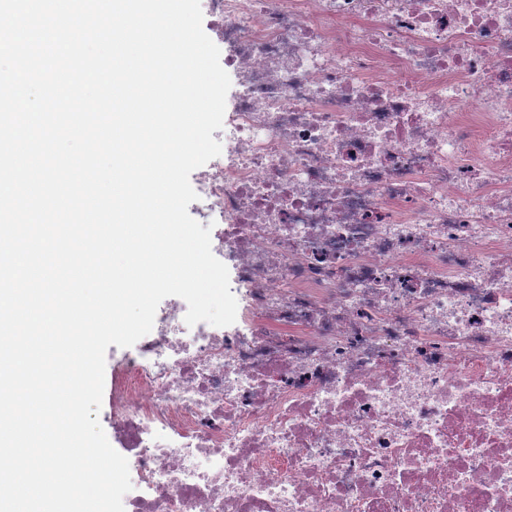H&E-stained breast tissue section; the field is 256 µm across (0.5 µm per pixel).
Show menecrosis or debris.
I'll use <instances>...</instances> for the list:
<instances>
[{
  "label": "necrosis or debris",
  "instance_id": "4bbe7bcc",
  "mask_svg": "<svg viewBox=\"0 0 512 512\" xmlns=\"http://www.w3.org/2000/svg\"><path fill=\"white\" fill-rule=\"evenodd\" d=\"M205 7L246 331L174 300L121 360L128 512H512V0Z\"/></svg>",
  "mask_w": 512,
  "mask_h": 512
}]
</instances>
